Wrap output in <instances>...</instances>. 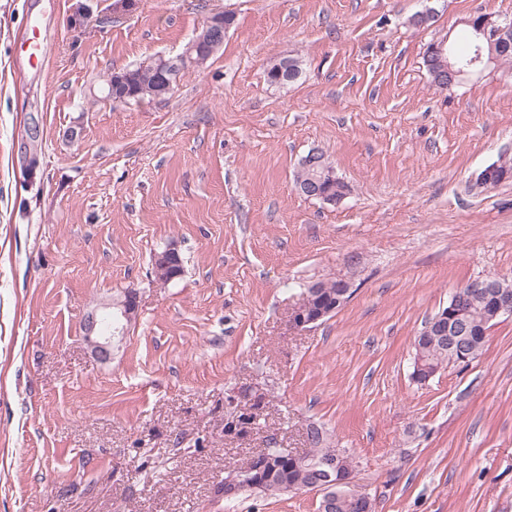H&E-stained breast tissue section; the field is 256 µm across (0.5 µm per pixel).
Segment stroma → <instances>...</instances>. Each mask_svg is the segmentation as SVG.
<instances>
[{"label": "stroma", "mask_w": 512, "mask_h": 512, "mask_svg": "<svg viewBox=\"0 0 512 512\" xmlns=\"http://www.w3.org/2000/svg\"><path fill=\"white\" fill-rule=\"evenodd\" d=\"M219 11L223 47L165 99L103 100ZM477 12L512 20V0H0V512H319L316 490L213 493L262 449L309 451L313 425L374 512H512V318L468 367L411 378L456 288L512 279V182L469 188L512 154V65L442 90L423 63ZM289 56L301 77L267 83ZM313 149L337 204L295 186ZM336 280L348 301L294 327ZM130 291L97 361L85 317ZM339 282V288H342L341 292L336 297V303L330 305V307H320L319 313L308 315L307 311L303 308L301 310H296L292 315V322L297 327H307L309 325L317 323L321 318L333 312L337 306L345 303L348 298L347 296L351 292V286L348 282L343 280H337Z\"/></svg>", "instance_id": "1"}]
</instances>
